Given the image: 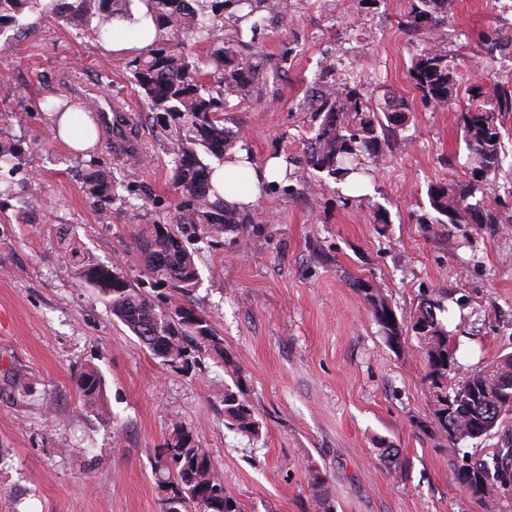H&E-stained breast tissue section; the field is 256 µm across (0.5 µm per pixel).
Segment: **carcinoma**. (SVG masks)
<instances>
[{
  "label": "carcinoma",
  "instance_id": "obj_1",
  "mask_svg": "<svg viewBox=\"0 0 512 512\" xmlns=\"http://www.w3.org/2000/svg\"><path fill=\"white\" fill-rule=\"evenodd\" d=\"M134 0H0V35L9 28L22 29L25 14L50 15L69 27L98 39H110L113 21L135 22ZM144 17L156 30L153 46L129 62L132 81L142 103L151 112L163 115L161 130L169 137L175 181L182 201L177 205L175 223L189 226L202 239L219 238L247 223L243 212L228 208L217 198L211 183L213 168L201 160L202 147L217 159L248 145L231 137L224 129V112L230 100L247 102L260 96L267 76L286 70L289 53L284 52L273 66L260 56L242 52L243 24L250 32L258 29L261 12L281 13L282 0H139ZM451 0H406L400 27L413 36L429 38L427 46L413 55L408 69L414 87L423 99L442 108L456 106L458 74L448 64V54L434 33L448 20ZM207 45L206 53L195 55L189 43ZM342 59L329 58L320 64L317 81L306 89L305 99L313 114V135L301 154L291 159L296 167L285 179L299 177L301 186L311 185L307 173L315 171L349 186L363 187L362 177L372 176L367 163L383 158L382 145H390L397 127L405 119V105L394 97L383 104L373 100L365 84L336 82ZM471 103L461 109L460 123L468 151L473 180L469 184L431 185L427 198L431 214L422 224H495L497 215L489 200L496 183L490 175L503 167L506 153L498 114L512 103V91L501 83L475 85L468 89ZM77 94L60 101H46L50 111L70 113L73 131L85 136L90 127L85 116L100 107L99 98ZM15 112L0 110V172L19 168L21 149L7 136L6 128ZM91 197L111 202L117 182L89 160L83 173ZM131 244L142 257L158 293L153 295L131 283L109 266L87 262L79 269L83 287L96 292L112 315L124 324L152 354L167 364L181 361L189 367L193 353H214L235 377L237 391H224V411L232 426L256 436L260 422L240 398L242 379L231 359L224 354L222 341L209 320L191 302L189 295L198 284L194 255L183 245L181 235L167 224H145L134 229ZM372 316L388 343L402 346L403 331L418 341L419 353L427 367L426 379L434 389L432 415L440 435L453 443L462 438L487 435L499 421L512 414V355H505L448 387L454 358L449 349L448 330L438 320L437 304L425 303L404 324L391 315L389 303L378 289L358 284ZM76 386L83 400L91 404L102 393V378L94 368L81 371ZM164 461L159 481L172 493L162 502V512H237L234 496L212 467L205 451L193 443L190 433L176 426L172 438L160 449ZM512 445L499 448L491 459L473 463L462 459L454 465L459 484L471 493H481L491 479L512 482L509 462ZM324 481L312 477L315 505L320 512H333L325 496Z\"/></svg>",
  "mask_w": 512,
  "mask_h": 512
}]
</instances>
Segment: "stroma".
Segmentation results:
<instances>
[{
    "instance_id": "stroma-1",
    "label": "stroma",
    "mask_w": 512,
    "mask_h": 512,
    "mask_svg": "<svg viewBox=\"0 0 512 512\" xmlns=\"http://www.w3.org/2000/svg\"><path fill=\"white\" fill-rule=\"evenodd\" d=\"M400 2L284 0L248 50L275 60L291 48L287 72L224 114L256 163L295 155L311 134L305 90L320 61L338 56L354 82L394 93L408 116L367 196L316 176L263 195L240 230L188 244L200 279L191 299L243 378L256 436L224 415L238 375L210 355L187 371L163 364L76 279L91 259L146 283L130 236L172 223L180 199L127 56L36 13L28 30H6L0 108L15 112L9 132L25 154L13 195L0 198V512H161L157 454L177 426L206 451L238 512H317L315 474L334 512H512V486L493 480L474 495L453 471L455 458L485 459L512 439V416L482 438L442 440L416 339L391 347L356 287L379 289L403 320L439 303L454 381L512 352V169L497 176V223H420L429 185L471 173L459 113L426 104L411 83L418 46L398 24ZM439 37L462 86L485 79L492 55L512 90V11L501 0H453ZM82 84L106 86L131 113L147 157L125 164L101 138L89 148L124 182L113 203L90 198L82 159L41 109ZM33 184L36 201L20 204ZM62 226L76 254L60 249ZM89 366L104 380L90 407L74 382ZM16 374L24 387H13Z\"/></svg>"
}]
</instances>
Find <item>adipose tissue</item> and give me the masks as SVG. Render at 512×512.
<instances>
[{
    "instance_id": "obj_1",
    "label": "adipose tissue",
    "mask_w": 512,
    "mask_h": 512,
    "mask_svg": "<svg viewBox=\"0 0 512 512\" xmlns=\"http://www.w3.org/2000/svg\"><path fill=\"white\" fill-rule=\"evenodd\" d=\"M289 169L285 157L269 159L265 164H242L234 160H225L222 167L216 168L212 181L220 189V194L227 205L239 208H250L260 197L266 182L284 177ZM245 171L247 187L243 190L227 188V180L238 171Z\"/></svg>"
}]
</instances>
